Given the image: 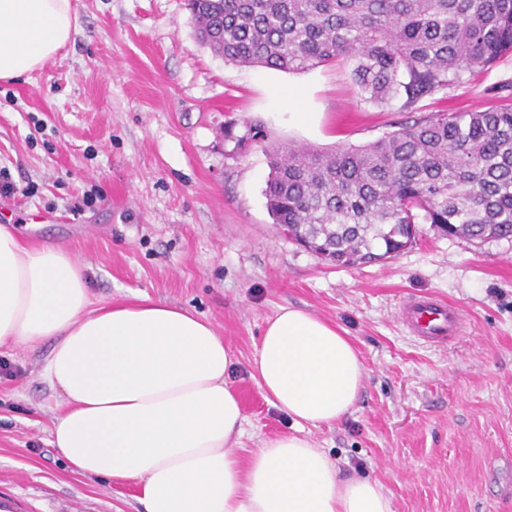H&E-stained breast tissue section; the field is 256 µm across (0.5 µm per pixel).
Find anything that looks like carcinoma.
Masks as SVG:
<instances>
[{
	"instance_id": "cac0c4a2",
	"label": "carcinoma",
	"mask_w": 512,
	"mask_h": 512,
	"mask_svg": "<svg viewBox=\"0 0 512 512\" xmlns=\"http://www.w3.org/2000/svg\"><path fill=\"white\" fill-rule=\"evenodd\" d=\"M197 39L244 66L348 68L366 103L409 108L512 55V0H187ZM224 124L239 151L267 139ZM274 223L336 267L409 246L411 225L469 240L512 238V106L440 112L358 147L268 150Z\"/></svg>"
}]
</instances>
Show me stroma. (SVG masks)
<instances>
[{"label":"stroma","instance_id":"1","mask_svg":"<svg viewBox=\"0 0 512 512\" xmlns=\"http://www.w3.org/2000/svg\"><path fill=\"white\" fill-rule=\"evenodd\" d=\"M68 46L31 80L0 81V224L67 245L93 300L145 294L210 320L231 348L230 382L248 457L291 422L247 362L268 318L308 309L359 350L350 414L307 428L343 474L377 480L394 512H512V239L471 241L420 225L397 255L351 268L280 233L267 209V145L358 146L399 121L512 104V58L463 84L385 107L347 68L242 67L195 37L186 0H73ZM311 112L312 125L295 113ZM263 124L266 144L233 151L226 121ZM456 304L461 336L430 346L401 305ZM48 344L0 348V512H143L134 483L72 473L49 443L61 395L40 376Z\"/></svg>","mask_w":512,"mask_h":512}]
</instances>
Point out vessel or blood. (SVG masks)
I'll use <instances>...</instances> for the list:
<instances>
[{
	"mask_svg": "<svg viewBox=\"0 0 512 512\" xmlns=\"http://www.w3.org/2000/svg\"><path fill=\"white\" fill-rule=\"evenodd\" d=\"M400 317L413 336L429 344L444 343L458 336L462 328V316L458 308L432 297L405 303Z\"/></svg>",
	"mask_w": 512,
	"mask_h": 512,
	"instance_id": "b4317fda",
	"label": "vessel or blood"
}]
</instances>
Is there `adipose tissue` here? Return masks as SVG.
I'll return each mask as SVG.
<instances>
[{"mask_svg":"<svg viewBox=\"0 0 512 512\" xmlns=\"http://www.w3.org/2000/svg\"><path fill=\"white\" fill-rule=\"evenodd\" d=\"M74 29L72 0H0V80L30 79ZM45 341L41 376L63 398L51 445L79 475L136 482L144 512H394L378 481L342 475L303 434L341 420L365 377L352 340L311 311L281 308L248 361L293 430L245 459L235 360L213 323L146 295L93 304L64 244L0 224V346Z\"/></svg>","mask_w":512,"mask_h":512,"instance_id":"1","label":"adipose tissue"}]
</instances>
